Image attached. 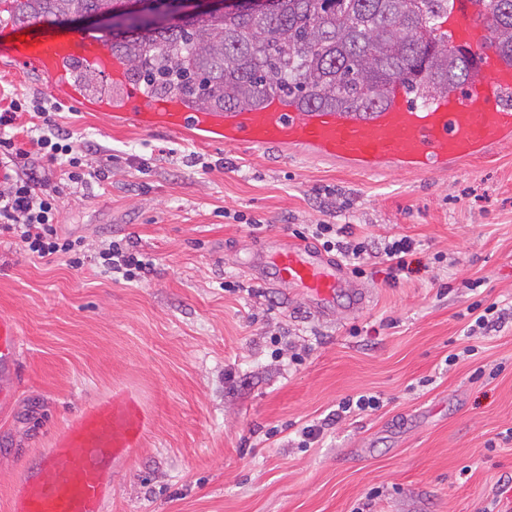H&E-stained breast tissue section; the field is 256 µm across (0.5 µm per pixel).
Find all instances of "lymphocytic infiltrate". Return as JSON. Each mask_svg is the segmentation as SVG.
Listing matches in <instances>:
<instances>
[{
  "instance_id": "f902f5d3",
  "label": "lymphocytic infiltrate",
  "mask_w": 512,
  "mask_h": 512,
  "mask_svg": "<svg viewBox=\"0 0 512 512\" xmlns=\"http://www.w3.org/2000/svg\"><path fill=\"white\" fill-rule=\"evenodd\" d=\"M35 117L27 142H18L13 130L22 116ZM58 165L62 176L51 181L48 175L33 169L34 157ZM0 163L10 172L0 180V230L11 233L32 255L51 259L75 252L77 243L59 237V201L63 195L86 188L90 180L108 179L107 164L99 159V150L89 140L75 141L56 121V107L47 99L11 100L0 110ZM302 239L320 242L324 251L337 252L354 275L365 273L369 245L355 238L350 225L322 220L309 224L299 233ZM415 242L403 236L385 243L381 261L386 280L398 284L410 278ZM103 267L129 283H138L150 273L155 260L137 249L132 241H113L99 252Z\"/></svg>"
}]
</instances>
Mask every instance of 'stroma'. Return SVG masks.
Listing matches in <instances>:
<instances>
[{"label": "stroma", "instance_id": "stroma-1", "mask_svg": "<svg viewBox=\"0 0 512 512\" xmlns=\"http://www.w3.org/2000/svg\"><path fill=\"white\" fill-rule=\"evenodd\" d=\"M30 95L60 103V125L113 162L105 184L60 200L57 231L80 240L81 266L0 236V314L23 344L17 395L0 406V512L67 420L125 390L152 423L103 512H484L496 498L512 510V442L499 437L512 428V321L467 334L472 304L512 306V143L443 173L367 177L295 147L115 126L0 64V107ZM321 220L374 248L412 237L417 273L361 277L371 301L330 318L284 289L225 290L254 246ZM113 240L155 257L140 283L102 267ZM362 392L382 407L299 447L301 428Z\"/></svg>", "mask_w": 512, "mask_h": 512}]
</instances>
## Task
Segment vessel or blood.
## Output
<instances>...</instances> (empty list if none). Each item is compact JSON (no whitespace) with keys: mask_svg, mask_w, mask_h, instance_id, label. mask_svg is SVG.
<instances>
[{"mask_svg":"<svg viewBox=\"0 0 512 512\" xmlns=\"http://www.w3.org/2000/svg\"><path fill=\"white\" fill-rule=\"evenodd\" d=\"M452 48L468 49L472 85L469 95L452 93L430 104L411 102L401 83H391L383 104L348 111L312 106L299 112L270 97L257 109L190 111L176 99L150 100L128 88L126 65L109 42L65 24L8 22L0 25V60L33 68L51 88L87 112L153 132L189 133L202 142L247 144L257 148L299 146L312 155L340 160L363 174L391 165L420 172L447 169L455 161L484 157L496 144L512 140V108L503 103L512 92V62L486 53L490 29L479 0H451L438 20ZM21 41H14V34ZM82 63L113 84L125 86L118 100L87 97L69 78ZM486 102L473 111L470 101ZM242 269L267 288H288L310 312H353L369 300L334 257L304 240L279 237L255 246ZM22 352L19 324L0 315V404L17 390ZM147 429L140 403L127 394H109L82 409L56 435L39 463L27 469L14 494L11 512H102L112 493V464L139 447Z\"/></svg>","mask_w":512,"mask_h":512,"instance_id":"obj_1","label":"vessel or blood"}]
</instances>
